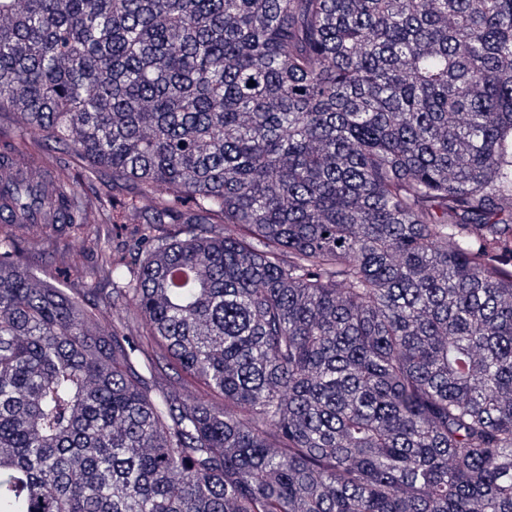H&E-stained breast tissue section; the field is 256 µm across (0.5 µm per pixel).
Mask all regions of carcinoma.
Here are the masks:
<instances>
[{
    "mask_svg": "<svg viewBox=\"0 0 512 512\" xmlns=\"http://www.w3.org/2000/svg\"><path fill=\"white\" fill-rule=\"evenodd\" d=\"M0 16L20 140L155 199L68 288L19 233L115 200L8 186L0 512H512V0Z\"/></svg>",
    "mask_w": 512,
    "mask_h": 512,
    "instance_id": "obj_1",
    "label": "carcinoma"
}]
</instances>
